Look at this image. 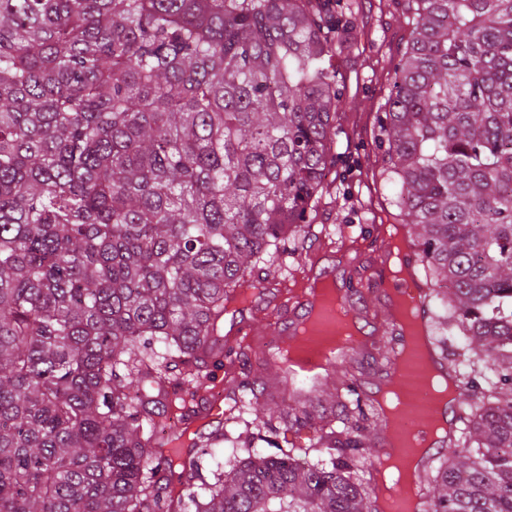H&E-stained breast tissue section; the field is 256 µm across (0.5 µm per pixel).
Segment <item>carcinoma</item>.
I'll return each mask as SVG.
<instances>
[{"instance_id":"obj_1","label":"carcinoma","mask_w":512,"mask_h":512,"mask_svg":"<svg viewBox=\"0 0 512 512\" xmlns=\"http://www.w3.org/2000/svg\"><path fill=\"white\" fill-rule=\"evenodd\" d=\"M407 3L378 141L469 396L425 512H512V0ZM343 31L328 0H0V512H377L347 372L320 417L235 385L213 482L184 441L228 304L311 231Z\"/></svg>"}]
</instances>
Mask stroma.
<instances>
[{
	"label": "stroma",
	"mask_w": 512,
	"mask_h": 512,
	"mask_svg": "<svg viewBox=\"0 0 512 512\" xmlns=\"http://www.w3.org/2000/svg\"><path fill=\"white\" fill-rule=\"evenodd\" d=\"M341 3L361 38L349 50L337 54L332 65L353 104L336 114V163L325 178L326 189L310 213L309 222L348 224L352 231L343 241L321 236L301 240L288 278L269 275L266 286L281 292L284 301L275 306L273 316L286 326L300 313L298 306L288 301L292 290L310 279L319 266L333 265L341 285H359L351 302L364 314L370 331L379 335L387 318L388 298L385 289L368 287L383 262V246L373 238L372 228L394 223L397 209L393 199L398 188L386 179L376 133L411 27L406 0ZM264 349L265 338L260 334L233 344L231 359L215 371L216 385L221 388L226 382L245 376L263 379L269 407L282 408L288 404L289 393L281 385L278 373L267 369Z\"/></svg>",
	"instance_id": "obj_1"
}]
</instances>
